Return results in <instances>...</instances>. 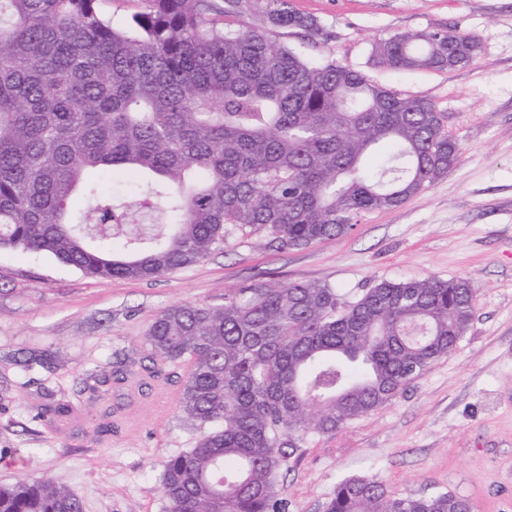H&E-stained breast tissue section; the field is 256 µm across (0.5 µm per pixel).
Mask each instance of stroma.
<instances>
[{
	"instance_id": "1",
	"label": "stroma",
	"mask_w": 512,
	"mask_h": 512,
	"mask_svg": "<svg viewBox=\"0 0 512 512\" xmlns=\"http://www.w3.org/2000/svg\"><path fill=\"white\" fill-rule=\"evenodd\" d=\"M328 40L288 46L361 71L407 97L430 100L461 153L448 173L401 206L358 217L344 236L274 251L234 230L228 247L153 280L96 279L45 254L0 252V483L47 477L84 512H165L166 457L195 447L178 410L189 364L142 371L144 336L184 302L220 306L241 283L324 282L350 301L381 281L468 279L475 314L456 349L385 406L336 431L306 436L279 476L288 512H322L336 484L370 476L395 497L452 492L470 512H512V0H291ZM445 30L480 51L452 71L370 64L375 40ZM53 352L49 388L104 378L64 417L20 385L14 354ZM125 374L112 382L115 357Z\"/></svg>"
}]
</instances>
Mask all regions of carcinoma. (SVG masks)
<instances>
[{
  "mask_svg": "<svg viewBox=\"0 0 512 512\" xmlns=\"http://www.w3.org/2000/svg\"><path fill=\"white\" fill-rule=\"evenodd\" d=\"M101 0H0V251L42 253L92 278L151 280L195 265L233 228L300 249L347 234L448 173L458 144L425 98L403 97L335 60L279 41L322 26L289 0H143L115 26ZM249 12L260 24L227 17ZM438 30L376 42L391 70L446 71L477 56ZM154 181L119 202L90 169ZM475 311L464 278L382 281L348 302L327 283L246 282L212 306L163 311L141 368L186 360L179 412L207 428L167 459L166 512H285L278 474L309 432L391 401L454 350ZM48 354L14 359L23 371ZM0 512H84L49 478L0 484ZM323 512H470L451 492L393 497L379 481L336 484Z\"/></svg>",
  "mask_w": 512,
  "mask_h": 512,
  "instance_id": "cac0c4a2",
  "label": "carcinoma"
}]
</instances>
